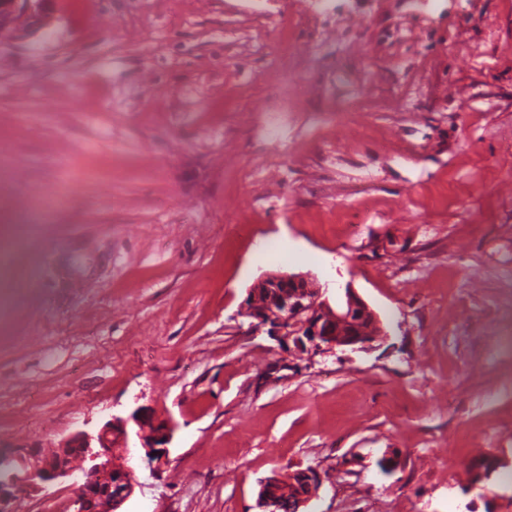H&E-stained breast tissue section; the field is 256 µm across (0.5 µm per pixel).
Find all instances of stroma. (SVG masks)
Instances as JSON below:
<instances>
[{
    "label": "stroma",
    "instance_id": "1",
    "mask_svg": "<svg viewBox=\"0 0 512 512\" xmlns=\"http://www.w3.org/2000/svg\"><path fill=\"white\" fill-rule=\"evenodd\" d=\"M0 37V448L144 407L123 512H512V0H48ZM278 246L264 252L266 243ZM351 287L375 349L307 357L240 311ZM26 337L19 345L18 337ZM322 475L316 467L308 466L286 474H274L261 486L258 495L260 512H305L322 486Z\"/></svg>",
    "mask_w": 512,
    "mask_h": 512
}]
</instances>
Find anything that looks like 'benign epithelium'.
Wrapping results in <instances>:
<instances>
[{
	"mask_svg": "<svg viewBox=\"0 0 512 512\" xmlns=\"http://www.w3.org/2000/svg\"><path fill=\"white\" fill-rule=\"evenodd\" d=\"M46 0H0V21H23L25 34L43 25ZM245 315L254 330H266L280 345L314 357L340 347L359 351L374 349L382 338L381 321L350 287L332 305L317 281L302 274L272 273L248 290ZM138 427L136 436L144 459L152 463L165 457L173 426L166 419L137 409L128 417H113L95 435L78 431L56 452L45 454L33 445L0 449V512H13L17 495L75 477V461L90 463L75 490L73 512H118L132 496L130 469L116 462L115 450L131 453L127 426ZM322 475L308 466L277 473L261 486V512H301L322 486Z\"/></svg>",
	"mask_w": 512,
	"mask_h": 512,
	"instance_id": "7a95c632",
	"label": "benign epithelium"
}]
</instances>
